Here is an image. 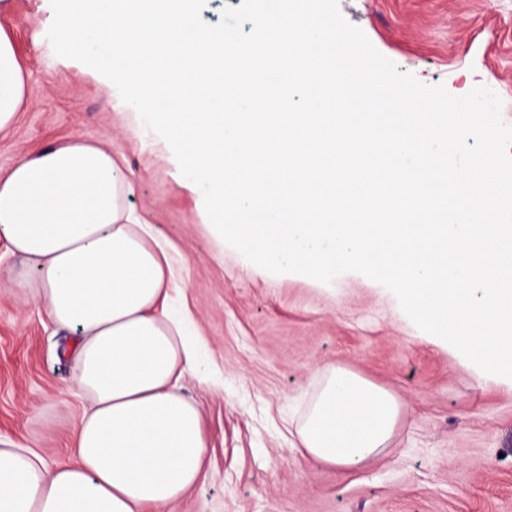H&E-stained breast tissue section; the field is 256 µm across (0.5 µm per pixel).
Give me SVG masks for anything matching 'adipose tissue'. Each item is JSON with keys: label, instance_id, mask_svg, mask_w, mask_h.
<instances>
[{"label": "adipose tissue", "instance_id": "adipose-tissue-1", "mask_svg": "<svg viewBox=\"0 0 512 512\" xmlns=\"http://www.w3.org/2000/svg\"><path fill=\"white\" fill-rule=\"evenodd\" d=\"M24 99L21 62L0 30V131ZM131 192L111 150L83 138L22 155L0 177V236L38 270L30 301L76 333L74 383L90 403L67 464L0 448V512H162L200 478L202 416L180 391L200 341L167 306V252ZM400 413L391 393L336 365L296 431L298 446L353 470L387 448Z\"/></svg>", "mask_w": 512, "mask_h": 512}]
</instances>
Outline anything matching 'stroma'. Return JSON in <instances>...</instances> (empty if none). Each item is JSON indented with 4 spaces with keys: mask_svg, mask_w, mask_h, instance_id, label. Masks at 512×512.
I'll list each match as a JSON object with an SVG mask.
<instances>
[{
    "mask_svg": "<svg viewBox=\"0 0 512 512\" xmlns=\"http://www.w3.org/2000/svg\"><path fill=\"white\" fill-rule=\"evenodd\" d=\"M343 17L400 71L455 96L492 89L512 124V0H339ZM50 0H6L26 103L0 132V177L19 156L76 137L111 147L132 205L169 246L171 295L204 348L182 392L208 450L199 481L165 512H512V385L482 375L420 330L395 295L348 272L324 284L272 274L212 235L177 160L111 82L58 56ZM35 269L0 238V438L49 464L72 456L88 402L74 388L73 336L33 305ZM343 366L402 405L388 445L351 471L303 457L295 427L324 370Z\"/></svg>",
    "mask_w": 512,
    "mask_h": 512,
    "instance_id": "stroma-1",
    "label": "stroma"
}]
</instances>
